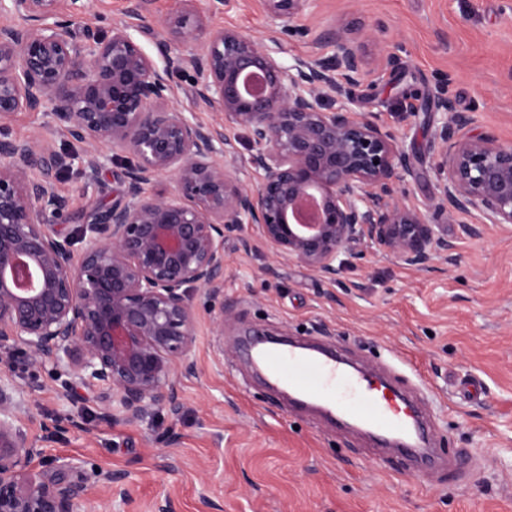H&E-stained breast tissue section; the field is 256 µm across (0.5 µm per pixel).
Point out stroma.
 Returning a JSON list of instances; mask_svg holds the SVG:
<instances>
[{
    "mask_svg": "<svg viewBox=\"0 0 512 512\" xmlns=\"http://www.w3.org/2000/svg\"><path fill=\"white\" fill-rule=\"evenodd\" d=\"M192 0H151L137 42L148 54L165 39L166 18L191 14ZM211 28H235L267 43L263 0H226ZM343 25L359 37L367 63L392 51L395 66L351 93L354 109L378 113L407 153L401 185L413 201L433 196L431 106L441 75L470 132L512 143V8L505 0H320L301 21L308 34L288 42L284 61L312 52L314 40ZM420 95L406 116L401 92ZM103 166L95 180L80 167L61 173L58 190L70 213L56 224L69 235L92 212L111 205L125 163L112 146L95 145ZM457 249L450 262L418 271L364 244L349 246L335 282L305 266L279 262L260 237L251 250L224 242V333L210 331L214 307L194 299L195 371L177 376L184 400L134 422L98 421L93 397L68 400L63 369L30 366L24 354L0 362V379L23 386L21 425L47 464L46 478L78 482L91 471H127L134 483L125 512H153L172 498L173 512H512V229L487 224L477 238L439 225ZM285 333L337 349L353 363L391 374L407 391L425 386L432 402L431 438L441 453L462 457L457 478L436 471L414 478L407 464L371 451L363 434L299 408L283 386H270L239 351L244 333ZM73 462L60 471L57 461Z\"/></svg>",
    "mask_w": 512,
    "mask_h": 512,
    "instance_id": "obj_1",
    "label": "stroma"
}]
</instances>
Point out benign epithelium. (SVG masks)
I'll list each match as a JSON object with an SVG mask.
<instances>
[{"label":"benign epithelium","mask_w":512,"mask_h":512,"mask_svg":"<svg viewBox=\"0 0 512 512\" xmlns=\"http://www.w3.org/2000/svg\"><path fill=\"white\" fill-rule=\"evenodd\" d=\"M0 0V360L23 346L33 364L65 368L62 393L92 395L98 419L138 420L182 402L176 371L190 372L196 320L193 293H224V241L251 248L256 231L279 261L336 281L338 258L366 242L415 270L452 260L454 241L438 226L460 216L462 235L512 224V145L472 136L448 85L434 100L441 122L432 138L438 174L431 204L400 192L405 149L399 135L343 94L367 70L355 33L331 25L318 37L330 57L293 58L280 38L263 46L198 15L168 19L158 67L133 32L150 0H129L111 34L72 32L81 0ZM317 0H265L286 34ZM192 77L194 102L223 115L205 125L170 104L173 76ZM262 79L257 94L244 80ZM49 112L71 142L85 146L84 174L100 161L99 140L128 154L121 197L77 227L85 248L52 228L70 201L55 187L75 156L42 137L9 134L16 113ZM247 130L248 180L224 126ZM173 176L166 196L157 180ZM21 387L0 382V512H81L86 486L48 480L34 465L41 450L20 425ZM106 498L126 500L128 473H92Z\"/></svg>","instance_id":"1"}]
</instances>
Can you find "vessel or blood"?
<instances>
[{"label": "vessel or blood", "instance_id": "obj_1", "mask_svg": "<svg viewBox=\"0 0 512 512\" xmlns=\"http://www.w3.org/2000/svg\"><path fill=\"white\" fill-rule=\"evenodd\" d=\"M259 356L294 393L326 402L338 421L354 418L369 435L380 439L384 450L407 457L413 471H420L425 463L435 469L456 468L454 457L424 447L421 417L402 394L387 392L365 374L349 371L344 361L292 349L263 350Z\"/></svg>", "mask_w": 512, "mask_h": 512}]
</instances>
